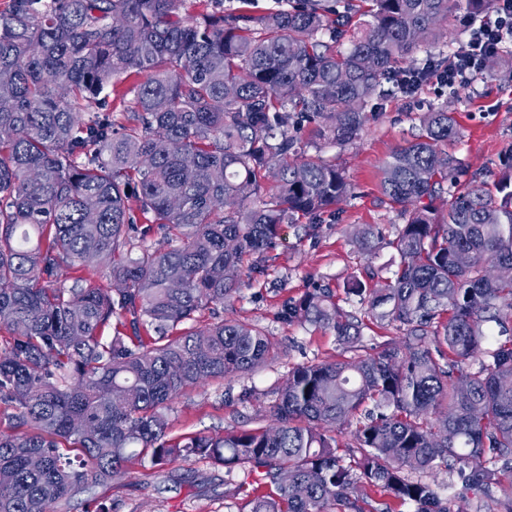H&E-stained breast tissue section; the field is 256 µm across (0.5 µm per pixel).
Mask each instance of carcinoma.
I'll return each mask as SVG.
<instances>
[{
    "instance_id": "carcinoma-1",
    "label": "carcinoma",
    "mask_w": 512,
    "mask_h": 512,
    "mask_svg": "<svg viewBox=\"0 0 512 512\" xmlns=\"http://www.w3.org/2000/svg\"><path fill=\"white\" fill-rule=\"evenodd\" d=\"M366 2L288 0L259 16L191 14L187 0H10L0 11V403L13 409L0 512H58L132 459L162 469L188 458L242 468L230 495L248 512H393V502L450 512L422 480L440 469L512 512V328L498 317L512 310V280L491 273L512 265V164L492 189L461 184L467 166L438 149L458 137L446 105L422 113L421 134L383 168L382 194L404 219L393 276L346 288L402 337L374 356L295 367L269 426L168 435L174 396L277 348L235 319L201 327L199 313L233 299L244 260L282 225L352 194L336 159L303 156L298 125L351 145L372 102L405 95L400 64L437 25L491 4ZM131 75L144 80L123 122L84 111ZM154 228L168 248L145 244ZM102 259L112 288L57 280L62 266ZM280 318L343 343L363 336L328 288L284 300ZM112 323L128 334L105 342ZM338 425L353 428L343 455ZM375 493L386 497L377 506Z\"/></svg>"
}]
</instances>
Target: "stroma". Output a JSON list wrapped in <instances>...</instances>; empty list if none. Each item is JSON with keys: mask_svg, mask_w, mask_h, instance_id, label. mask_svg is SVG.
<instances>
[{"mask_svg": "<svg viewBox=\"0 0 512 512\" xmlns=\"http://www.w3.org/2000/svg\"><path fill=\"white\" fill-rule=\"evenodd\" d=\"M442 102L459 130L458 138L449 141L448 152L465 162L476 183L489 187L500 178L506 161L512 159V44L472 86L452 90L430 83L414 97L377 107L359 139L345 149L308 148V155L336 159L353 184L354 195L319 223L304 219L283 225L276 244L258 257L261 273L244 271L231 302L205 311L206 323L237 319L268 330L278 349L253 371L206 382L170 401V436L269 425L274 421L276 392L289 370L308 361L348 358L334 332L280 320L281 304L317 288L342 292L365 265L371 266L376 282L390 277L399 262L392 242L403 220L382 201V165L398 145L418 134L422 113ZM368 229L375 236L366 251L359 236ZM242 478L241 470L229 472L197 458L175 461L162 470L134 460L121 475L61 512H94L100 502L111 505L112 512H238L241 500L225 497L224 491Z\"/></svg>", "mask_w": 512, "mask_h": 512, "instance_id": "1", "label": "stroma"}]
</instances>
